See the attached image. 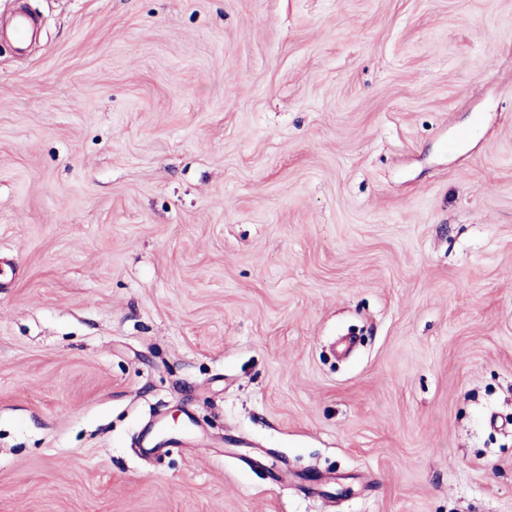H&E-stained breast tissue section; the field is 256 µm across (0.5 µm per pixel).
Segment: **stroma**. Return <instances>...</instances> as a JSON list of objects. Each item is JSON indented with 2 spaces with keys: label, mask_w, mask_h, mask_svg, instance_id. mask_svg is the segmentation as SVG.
I'll return each mask as SVG.
<instances>
[{
  "label": "stroma",
  "mask_w": 512,
  "mask_h": 512,
  "mask_svg": "<svg viewBox=\"0 0 512 512\" xmlns=\"http://www.w3.org/2000/svg\"><path fill=\"white\" fill-rule=\"evenodd\" d=\"M25 2L0 512H512V0Z\"/></svg>",
  "instance_id": "35a3bbf8"
}]
</instances>
